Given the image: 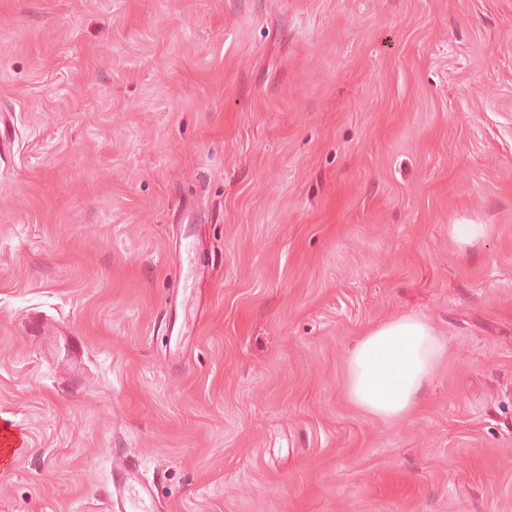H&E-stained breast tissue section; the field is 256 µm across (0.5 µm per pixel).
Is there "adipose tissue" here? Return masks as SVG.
<instances>
[{"instance_id": "adipose-tissue-1", "label": "adipose tissue", "mask_w": 512, "mask_h": 512, "mask_svg": "<svg viewBox=\"0 0 512 512\" xmlns=\"http://www.w3.org/2000/svg\"><path fill=\"white\" fill-rule=\"evenodd\" d=\"M444 352L434 329L416 317L372 326L357 337L349 354L347 393L376 418H405L417 407Z\"/></svg>"}]
</instances>
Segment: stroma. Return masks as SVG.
Wrapping results in <instances>:
<instances>
[{
  "instance_id": "obj_1",
  "label": "stroma",
  "mask_w": 512,
  "mask_h": 512,
  "mask_svg": "<svg viewBox=\"0 0 512 512\" xmlns=\"http://www.w3.org/2000/svg\"><path fill=\"white\" fill-rule=\"evenodd\" d=\"M0 110V512H103L114 452L159 512H512V0H0ZM403 315L445 354L385 422ZM169 296V303L171 305V312L174 308L175 317L173 321H170L171 335L176 333V340L180 344L187 336L189 329V323L186 319L183 322H179L177 319V307L185 309L190 301L192 300L191 294L188 293L187 288H180L179 282L175 288H171ZM29 327L32 333L37 336H43V338L50 343H62L71 371L74 373L80 371L83 348L79 346L75 340L67 339V336L71 334V330L67 331L57 326H51L37 317L31 318ZM444 352L434 329L413 316L368 328L357 337L349 354L350 400L382 420L409 416ZM25 440L23 432L12 421L0 423V469H9L20 458Z\"/></svg>"
}]
</instances>
